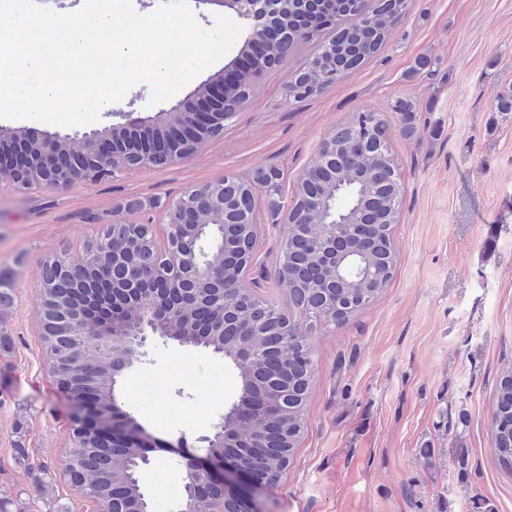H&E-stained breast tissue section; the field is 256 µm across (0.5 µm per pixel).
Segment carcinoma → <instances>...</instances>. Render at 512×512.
<instances>
[{
  "label": "carcinoma",
  "mask_w": 512,
  "mask_h": 512,
  "mask_svg": "<svg viewBox=\"0 0 512 512\" xmlns=\"http://www.w3.org/2000/svg\"><path fill=\"white\" fill-rule=\"evenodd\" d=\"M408 2L382 0L363 22L341 27L340 21L354 15L356 0H326L320 9L309 14L307 29L297 31L296 4L294 0H283L282 21L291 30L288 42L267 45L264 55L237 82L226 87L225 101L234 107L244 103L252 93V77L288 59L291 47L310 43L327 30L332 36L326 42L333 44L334 49L318 60L330 64L329 72L336 78L359 68L380 50L392 26L406 12ZM387 131L388 126L374 113H356L345 126V132L329 139L299 176L292 202L295 223L318 224L334 219L353 224L365 247L355 257L338 256L335 267L322 269L313 252L298 251L302 238L293 236V229H288V246L281 249L278 275H288L290 294L298 298L294 315L247 294L243 288L235 307L221 316L212 307L214 288L193 296L188 294L189 288L183 281L158 286L161 308L169 311L163 324L165 334L184 346L210 349L227 358L241 379L237 398L240 409H246L260 391H272L280 397L281 405L263 415L228 420V442H215V455L232 453L245 464L257 462L259 471L267 475L281 474L288 467L303 430L306 396L302 390L312 380L313 362L306 333L326 317L327 311L349 304L359 308L391 280L395 270L391 231L400 220L402 190L399 165L388 149ZM153 137L154 141L144 142L120 132L114 135V140L116 148L126 156L144 154L156 150L158 143H169L170 128L158 127ZM12 143L11 139H0V179L12 174L7 164ZM63 150L72 167L59 171L57 179L67 181L79 171L87 179H97L77 142H67ZM278 176L277 169L270 167L250 180L230 178L223 183L214 182L215 194H224V206L206 205L198 215V224H209L211 228L202 233L197 224H191L186 229V240H200L207 258L224 265L225 277L234 278L249 261L243 247L253 233L255 217L242 204L254 187L278 189ZM316 196L327 201L326 212L308 210L307 199ZM115 233L131 247L120 262L105 267L91 264L74 279L53 260L46 264L45 279L38 291L39 333L49 373L56 384L66 385L86 400L100 404L117 400L116 385L121 374L112 359V349H83L74 340L59 335L55 322L62 313L81 314L108 297L129 298L126 271L155 252V246L153 239L138 227L117 224ZM333 280L340 284L334 298L320 291L321 285ZM259 320L270 326L268 334L251 337L262 351L263 362L245 368L239 361L242 346L238 333ZM285 323L295 351L305 354L290 372L283 371L276 362L282 342L281 326ZM492 430L502 465L512 469V368L502 372L497 387ZM258 437L265 438L268 447L260 457L247 454L246 450ZM148 440L150 437L144 436L111 445L102 436H75L68 456L78 460L80 470L67 468L65 475L76 483L82 472L90 473L91 496L101 512H151L153 505L138 479L140 452ZM223 507L227 512L241 509L238 503H218L211 493L194 500L195 512H216Z\"/></svg>",
  "instance_id": "1"
}]
</instances>
